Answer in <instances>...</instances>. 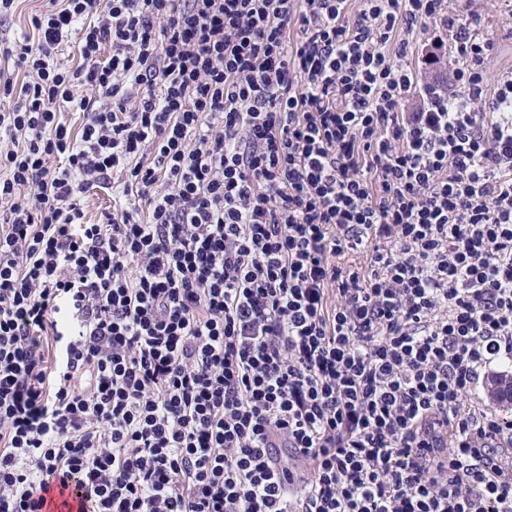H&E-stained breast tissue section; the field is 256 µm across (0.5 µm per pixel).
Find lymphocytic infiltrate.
Listing matches in <instances>:
<instances>
[{
    "instance_id": "obj_1",
    "label": "lymphocytic infiltrate",
    "mask_w": 512,
    "mask_h": 512,
    "mask_svg": "<svg viewBox=\"0 0 512 512\" xmlns=\"http://www.w3.org/2000/svg\"><path fill=\"white\" fill-rule=\"evenodd\" d=\"M359 2L49 0L0 50V512H512V72ZM433 28L431 27L430 29H428L423 35H422V39H421V42H420V47H419V55L422 57H425V54L426 52H428L431 47L436 49V50H439L441 52V54H444L446 52V47H448V75H449V78H448V87L451 86V83L453 81V75H452V53H451V33L448 32V39H447V36L446 34L444 35V46H441L439 48H435L433 46L435 45H442V43L440 41H438L437 39H435V36H434V33H433ZM447 85H445V88L447 89ZM81 204L85 213V221L96 223L102 212H111L112 192L101 188L90 189L84 194ZM43 496L46 498L43 512H80V511H83L78 499L74 498L73 496H68V494H66V493L61 494V492L59 491L57 486L54 484H49L47 492H45L43 494ZM50 498H53L54 502H56L57 505H59L58 508H55L53 505L48 507ZM64 501H66L69 506L61 505ZM70 506H72V507L70 508Z\"/></svg>"
}]
</instances>
